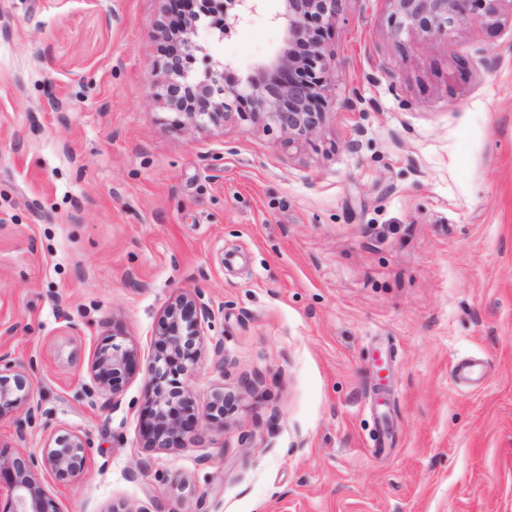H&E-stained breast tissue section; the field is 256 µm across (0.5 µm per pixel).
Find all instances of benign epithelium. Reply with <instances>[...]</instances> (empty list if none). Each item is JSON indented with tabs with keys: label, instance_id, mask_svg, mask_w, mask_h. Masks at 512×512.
Segmentation results:
<instances>
[{
	"label": "benign epithelium",
	"instance_id": "7a95c632",
	"mask_svg": "<svg viewBox=\"0 0 512 512\" xmlns=\"http://www.w3.org/2000/svg\"><path fill=\"white\" fill-rule=\"evenodd\" d=\"M263 0H172L171 9L192 10L172 38L187 46L196 36L198 23L223 32L257 13ZM283 8L273 20L283 29L282 49L256 69L246 83L226 82L230 67L193 77L192 54L169 71L165 96L177 112L176 124L202 127L217 125L237 114L242 121L274 124L298 139L314 132L323 119V105L331 95L330 55L324 31L336 17L342 0H282ZM398 22L395 34L448 35L464 24L496 27L500 24L502 0H389ZM212 311L201 290L181 292L165 306L155 336L158 351L146 366L152 394L144 447L189 448L203 437L206 424L224 423V403L229 396L217 395L208 411L195 415L188 381L200 357L205 323ZM139 360L134 347L112 341L100 347L91 363L92 381L82 387L91 405L115 407L123 381ZM32 374H0V419L26 407L32 417L38 406L31 399ZM89 443L80 433L68 431L49 440L41 455L0 458V477L7 476L8 512H58L45 490L40 474L46 471L59 482L79 476L86 464Z\"/></svg>",
	"mask_w": 512,
	"mask_h": 512
}]
</instances>
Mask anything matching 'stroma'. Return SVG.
Segmentation results:
<instances>
[{
  "label": "stroma",
  "mask_w": 512,
  "mask_h": 512,
  "mask_svg": "<svg viewBox=\"0 0 512 512\" xmlns=\"http://www.w3.org/2000/svg\"><path fill=\"white\" fill-rule=\"evenodd\" d=\"M169 6L0 0V350L36 364L40 404L26 441L0 420V456L86 435L79 477H41L60 512H512V0L498 31L447 37L343 0L332 94L296 141L175 126ZM279 7L201 28L195 75L246 80L283 45ZM194 288L214 312L194 411L236 404L147 449L157 323ZM112 337L140 360L102 409L82 386Z\"/></svg>",
  "instance_id": "stroma-1"
}]
</instances>
